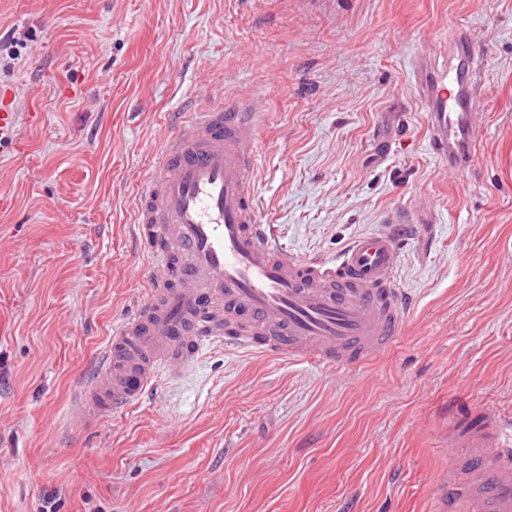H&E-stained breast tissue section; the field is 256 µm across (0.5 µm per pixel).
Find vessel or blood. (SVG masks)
Here are the masks:
<instances>
[{
	"label": "vessel or blood",
	"mask_w": 512,
	"mask_h": 512,
	"mask_svg": "<svg viewBox=\"0 0 512 512\" xmlns=\"http://www.w3.org/2000/svg\"><path fill=\"white\" fill-rule=\"evenodd\" d=\"M486 55L465 27L409 61L427 116L432 153L462 172L473 161ZM252 102L192 99L137 192L136 236L152 256L149 288L112 326L73 407L86 425L128 410L160 380H175L210 350L244 349L325 369L360 366L391 349L410 303L398 288L399 252L389 232L355 238L333 259L287 254L261 223L253 194ZM388 224H429L426 210L386 214ZM448 419L450 463L436 481L435 512H512V419L486 412L482 427ZM470 449L460 479L457 451Z\"/></svg>",
	"instance_id": "b4317fda"
}]
</instances>
